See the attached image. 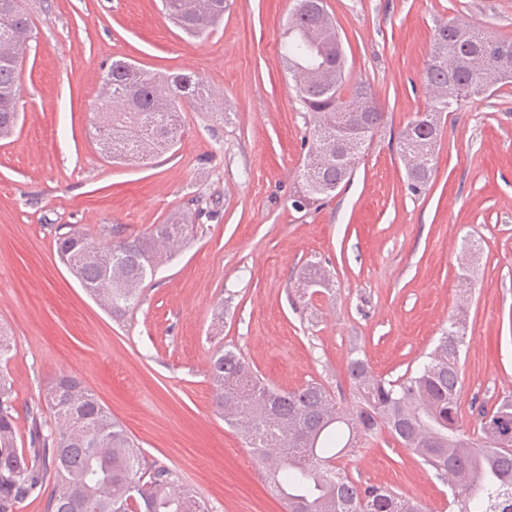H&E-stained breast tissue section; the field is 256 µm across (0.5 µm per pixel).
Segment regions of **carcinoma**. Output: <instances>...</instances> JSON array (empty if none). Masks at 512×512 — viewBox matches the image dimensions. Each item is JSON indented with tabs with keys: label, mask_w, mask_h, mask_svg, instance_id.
Segmentation results:
<instances>
[{
	"label": "carcinoma",
	"mask_w": 512,
	"mask_h": 512,
	"mask_svg": "<svg viewBox=\"0 0 512 512\" xmlns=\"http://www.w3.org/2000/svg\"><path fill=\"white\" fill-rule=\"evenodd\" d=\"M294 17L281 42V57L296 83L309 118L311 151L302 176L298 208L313 205L350 178L384 119L381 112H360L374 98L360 82L348 95L345 53L336 22L326 9L307 6ZM165 15L186 35H208L224 16V0H162ZM31 26L22 0H0V41L21 39L18 58H0V139L10 137L18 122L19 78ZM512 40L487 36L463 22L434 30L424 79L435 92L399 136L408 190L426 191L432 175L442 114L464 101V90L491 74L501 47ZM462 60L448 74V52ZM112 83L116 98H101L95 108L94 135L114 159L158 154L178 142L181 104L209 106L214 91L190 74L152 75L135 64L115 60L101 77ZM165 92L159 107V91ZM202 209L176 210L138 238L98 242L76 228L58 234L60 260L82 288L114 318L123 317L139 300L147 279L194 233ZM466 342L458 320L449 322L426 361L415 371L390 380L376 375L356 358L349 375L359 404L347 412L321 384L310 382L280 390L259 376L240 351L217 348L208 360V379L216 412L237 428L252 450L269 487L284 500L286 512H425L422 504L378 485L358 486L336 470L332 461L382 431L411 450L436 476L452 474V512H512V396L494 407L471 402L480 435L473 438L461 424V352ZM13 346L0 336V512L37 498L53 488L46 512H204L193 494L178 486L174 472L147 464L123 426L112 419L79 380L62 376L43 400L54 413L49 428L41 405L27 407L30 447H18L16 398L8 377Z\"/></svg>",
	"instance_id": "obj_1"
}]
</instances>
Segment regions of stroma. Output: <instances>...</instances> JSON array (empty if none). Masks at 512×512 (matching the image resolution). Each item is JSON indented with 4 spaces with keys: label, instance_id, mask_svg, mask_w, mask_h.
I'll use <instances>...</instances> for the list:
<instances>
[{
    "label": "stroma",
    "instance_id": "1",
    "mask_svg": "<svg viewBox=\"0 0 512 512\" xmlns=\"http://www.w3.org/2000/svg\"><path fill=\"white\" fill-rule=\"evenodd\" d=\"M294 5L225 0L223 23L190 38L160 0H24L32 38L20 120L0 140V333L16 347L17 408L59 376L76 377L147 462L171 468L209 512H285L212 405L207 362L219 346H236L279 389L315 381L350 408V357L397 379L459 314L464 401L512 395V86L448 113L421 195L408 191L397 149L429 102L436 25L464 21L512 39V0H326L346 82L368 84L385 120L350 182L305 210L292 206L308 154L305 114L280 56ZM119 59L200 75L222 95L223 117L187 103L172 150L104 156L92 108L102 71ZM193 198L209 213L201 231L122 321L57 257L62 227L134 237ZM313 267L327 283L303 288ZM336 467L448 512L451 476L435 477L388 432Z\"/></svg>",
    "mask_w": 512,
    "mask_h": 512
}]
</instances>
